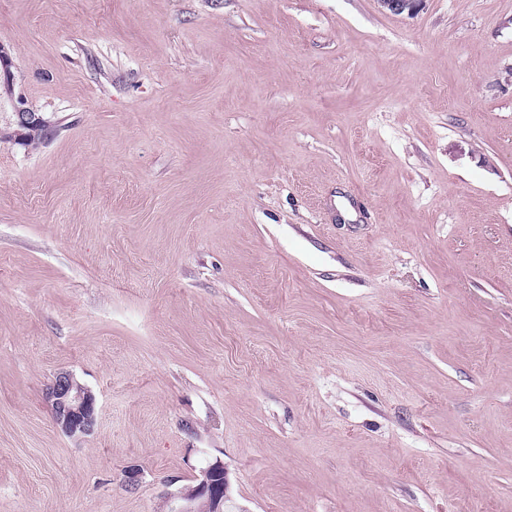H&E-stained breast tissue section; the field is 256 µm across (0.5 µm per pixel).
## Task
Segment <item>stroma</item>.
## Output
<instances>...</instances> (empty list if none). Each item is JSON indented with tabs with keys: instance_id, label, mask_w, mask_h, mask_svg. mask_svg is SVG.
<instances>
[{
	"instance_id": "35a3bbf8",
	"label": "stroma",
	"mask_w": 512,
	"mask_h": 512,
	"mask_svg": "<svg viewBox=\"0 0 512 512\" xmlns=\"http://www.w3.org/2000/svg\"><path fill=\"white\" fill-rule=\"evenodd\" d=\"M0 47V512L218 460L224 512H512V0H0ZM55 424L70 437H86L96 425V399L72 373L56 374L47 389Z\"/></svg>"
}]
</instances>
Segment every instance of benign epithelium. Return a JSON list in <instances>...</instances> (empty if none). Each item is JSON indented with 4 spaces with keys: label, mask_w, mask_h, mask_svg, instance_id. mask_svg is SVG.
I'll return each mask as SVG.
<instances>
[{
    "label": "benign epithelium",
    "mask_w": 512,
    "mask_h": 512,
    "mask_svg": "<svg viewBox=\"0 0 512 512\" xmlns=\"http://www.w3.org/2000/svg\"><path fill=\"white\" fill-rule=\"evenodd\" d=\"M384 11L394 15L414 13L423 0H377ZM17 126L34 137L40 134L47 121L24 108L15 112ZM55 424L69 437H86L96 425V399L92 391L81 384L72 373L56 374L47 389ZM227 482L224 465L216 462L202 471L201 479L162 496L168 512H224Z\"/></svg>",
    "instance_id": "7a95c632"
}]
</instances>
